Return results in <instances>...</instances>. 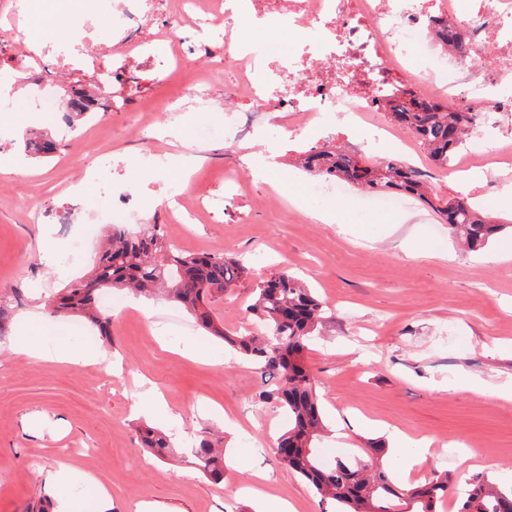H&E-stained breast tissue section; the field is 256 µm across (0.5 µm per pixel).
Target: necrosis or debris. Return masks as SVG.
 Segmentation results:
<instances>
[{
    "label": "necrosis or debris",
    "instance_id": "1",
    "mask_svg": "<svg viewBox=\"0 0 512 512\" xmlns=\"http://www.w3.org/2000/svg\"><path fill=\"white\" fill-rule=\"evenodd\" d=\"M166 21L151 39L140 31L156 11ZM287 23L300 40L248 49L238 43L243 15ZM454 27L464 44L458 56L441 57L443 34ZM119 34L103 43L102 29ZM203 54L213 70L230 67L234 80L224 88L221 107L230 135L261 139L270 111L288 114L289 138L332 140L336 121L362 126L384 101L412 89L429 105L461 98L463 111L479 104L484 117L512 112V0H476L472 19L458 17L457 0H99L67 46L49 40L22 45L13 72L32 90L31 108L50 113L57 142L85 138L96 115L110 105L104 91L125 82L133 65L154 61L160 75L182 71L186 60ZM55 59L59 79L79 74L70 92L83 97L82 124L64 120L67 101L52 96L42 77L44 59ZM112 209L83 214L76 184L60 186L68 205L47 217L30 204L35 224H138L142 217L129 192L112 184ZM220 199L204 198L178 186L165 221L187 224L213 211Z\"/></svg>",
    "mask_w": 512,
    "mask_h": 512
}]
</instances>
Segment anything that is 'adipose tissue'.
Wrapping results in <instances>:
<instances>
[{
  "label": "adipose tissue",
  "instance_id": "1",
  "mask_svg": "<svg viewBox=\"0 0 512 512\" xmlns=\"http://www.w3.org/2000/svg\"><path fill=\"white\" fill-rule=\"evenodd\" d=\"M14 350L31 358L74 365L97 363L100 356L97 348L76 336L52 334L35 324L17 336ZM49 478L59 490L57 512H111L112 495L93 474L62 465ZM76 485L83 487V496L73 494Z\"/></svg>",
  "mask_w": 512,
  "mask_h": 512
}]
</instances>
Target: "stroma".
Returning <instances> with one entry per match:
<instances>
[{"instance_id":"obj_1","label":"stroma","mask_w":512,"mask_h":512,"mask_svg":"<svg viewBox=\"0 0 512 512\" xmlns=\"http://www.w3.org/2000/svg\"><path fill=\"white\" fill-rule=\"evenodd\" d=\"M206 59L189 58L183 72L161 78L135 69L119 90L122 112H101L92 134L77 148L58 147L48 160L25 150L31 133L47 129L48 116L31 111L27 90L17 87L14 118L5 127L11 144L0 153V307L9 312L0 325V512H55L56 489L46 475L67 463L100 477L112 494V512H137L152 503L156 512H260L242 490L252 474L265 476V489L288 501L293 512H322L304 479L279 466L273 439L285 427L279 408L260 403V373L242 356L200 328L177 303L136 299L112 292V332L108 339L78 317L55 314L51 300L71 279L87 273L98 259L106 225L92 233L29 223L28 204L55 210L65 199L57 186L88 164L109 158L124 167L137 164L146 143L136 127L145 107L165 110L182 96ZM208 124V143L197 140L198 124ZM180 152L199 172V193H218L224 173L243 168L250 150L224 137V114L186 112ZM388 157L422 170L432 192L443 198L468 195L483 213L512 225V209L501 205L512 188V161L489 165L487 177L461 191L452 170L437 172L419 146L393 148ZM169 182L144 170L129 190L141 216L150 222L164 211ZM271 181L250 180L223 209L191 224H169L168 237L187 252L239 256L250 273L214 303L232 329L250 321L246 307L257 284L288 271L303 279L332 314L309 341L305 362L328 426L350 418L345 435L328 434L317 450L330 462L361 450L372 440L362 419L399 428L414 439L433 442L423 468L404 474L403 458L389 454L382 466L412 485L432 471L448 472L454 491L467 489L484 474L512 482V398L490 396L485 384L512 383V235L503 234L473 252L461 246L447 225L417 201L390 212L374 206L366 191L350 188L344 204L309 196L306 203L281 198L270 203ZM342 207L344 224L315 220L314 207ZM366 224V237L348 233ZM83 236V254L74 257L71 240ZM60 332L89 338L106 356L99 365L76 366L17 355L12 343L30 318ZM198 339L213 352L205 363L181 356L182 342ZM150 381L175 420L132 416L130 405ZM153 427L172 435L175 450L159 458L140 445L139 431ZM222 442L232 463L214 481L200 471L186 435ZM468 444L471 465L448 467V445Z\"/></svg>"}]
</instances>
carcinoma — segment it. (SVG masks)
Wrapping results in <instances>:
<instances>
[{"instance_id": "obj_1", "label": "carcinoma", "mask_w": 512, "mask_h": 512, "mask_svg": "<svg viewBox=\"0 0 512 512\" xmlns=\"http://www.w3.org/2000/svg\"><path fill=\"white\" fill-rule=\"evenodd\" d=\"M384 107L392 121L417 139L431 163L442 169L448 168L471 123L469 113L457 112L450 104H422L410 92L401 100L386 101ZM302 166L368 190L415 197L469 248L484 247L508 229V225L494 222L461 199L443 200L430 195L420 173L398 160L363 166L335 147H322L306 152ZM164 228L157 221L141 224L136 232L112 227L94 269L57 294L55 310L80 313L107 336L110 319L96 307L97 296L104 290L120 287L138 296L164 297L183 305L212 335L247 356L262 376L274 381V387L261 391L259 399L284 409L288 429L277 444L296 449L291 455L277 454L275 459L298 473L321 502L333 504L336 512H435L437 503L451 489L448 472L435 470L427 484L406 490L379 465L386 455L380 439L364 449L363 458L355 455L327 464L317 453L314 441L325 426L303 351L330 316L310 288L288 272L277 273L257 285L248 306L263 323V331L228 328L212 303L246 277L247 268L240 260L222 253L183 252L167 243ZM140 438L143 447L160 456L169 448L167 436L153 428L141 430ZM195 454L205 475L215 481L224 478V452L209 439L199 441ZM458 512H512V488L477 476L473 488L460 501Z\"/></svg>"}]
</instances>
